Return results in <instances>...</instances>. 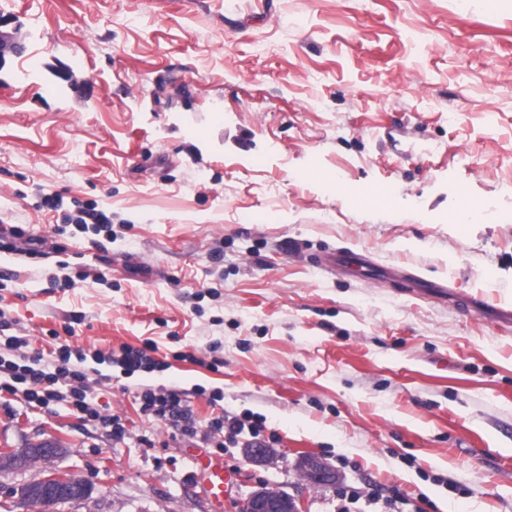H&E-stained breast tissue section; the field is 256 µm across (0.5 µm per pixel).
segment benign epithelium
<instances>
[{"label":"benign epithelium","instance_id":"1","mask_svg":"<svg viewBox=\"0 0 512 512\" xmlns=\"http://www.w3.org/2000/svg\"><path fill=\"white\" fill-rule=\"evenodd\" d=\"M67 449L53 440L30 443L22 448H11L0 455V469L24 474L53 459L63 456ZM296 466L305 474L314 488L335 485L340 477L321 458L304 454ZM17 496L38 512L51 508L72 506L88 500L93 492L91 485L68 472L41 471L16 485ZM303 501L284 491L261 487L249 493L240 503L239 512H303Z\"/></svg>","mask_w":512,"mask_h":512}]
</instances>
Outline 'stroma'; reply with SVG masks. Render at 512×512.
Instances as JSON below:
<instances>
[{
    "label": "stroma",
    "mask_w": 512,
    "mask_h": 512,
    "mask_svg": "<svg viewBox=\"0 0 512 512\" xmlns=\"http://www.w3.org/2000/svg\"><path fill=\"white\" fill-rule=\"evenodd\" d=\"M0 13L23 47L0 64V226L43 241L0 250L23 339L0 357L66 344L105 376L86 414L0 394V452L60 442L51 469L93 486L71 512H238L262 486L305 512H512V327L467 311L512 308V0ZM93 207L111 238L77 232ZM148 341L163 370L111 365ZM149 389L181 393L196 435L142 412ZM246 413L260 437L208 429ZM256 440L275 456L250 462ZM304 453L339 483L310 487Z\"/></svg>",
    "instance_id": "1"
}]
</instances>
